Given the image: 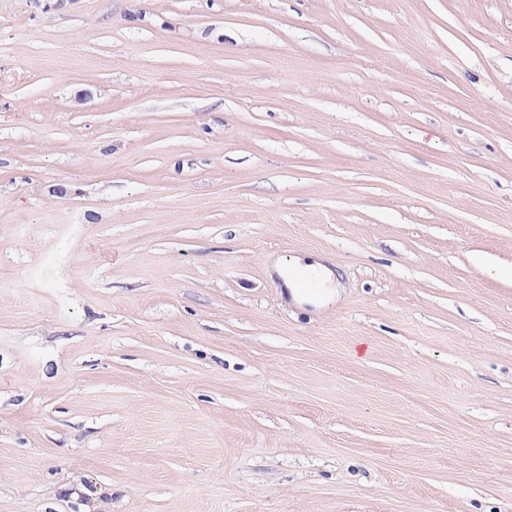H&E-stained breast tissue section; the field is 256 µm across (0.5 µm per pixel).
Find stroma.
I'll use <instances>...</instances> for the list:
<instances>
[{"label": "stroma", "instance_id": "35a3bbf8", "mask_svg": "<svg viewBox=\"0 0 512 512\" xmlns=\"http://www.w3.org/2000/svg\"><path fill=\"white\" fill-rule=\"evenodd\" d=\"M0 512H512V0H0ZM272 272L280 280L279 288H285L290 301L298 307H320L340 297L341 284L334 278L333 271L319 261L302 263V260L295 258L286 265L278 260L273 264ZM306 273L316 275L320 283L319 291H308L301 287L302 277Z\"/></svg>", "mask_w": 512, "mask_h": 512}]
</instances>
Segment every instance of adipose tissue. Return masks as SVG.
Returning <instances> with one entry per match:
<instances>
[{
    "instance_id": "1",
    "label": "adipose tissue",
    "mask_w": 512,
    "mask_h": 512,
    "mask_svg": "<svg viewBox=\"0 0 512 512\" xmlns=\"http://www.w3.org/2000/svg\"><path fill=\"white\" fill-rule=\"evenodd\" d=\"M272 271L296 306L319 307L336 300L341 294V285L333 271L321 262L308 263L297 258L287 263L278 261Z\"/></svg>"
}]
</instances>
